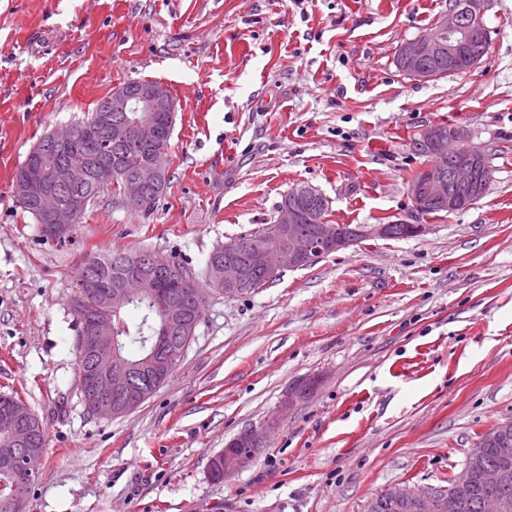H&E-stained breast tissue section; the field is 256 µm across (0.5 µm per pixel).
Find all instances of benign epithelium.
Segmentation results:
<instances>
[{
    "instance_id": "benign-epithelium-1",
    "label": "benign epithelium",
    "mask_w": 512,
    "mask_h": 512,
    "mask_svg": "<svg viewBox=\"0 0 512 512\" xmlns=\"http://www.w3.org/2000/svg\"><path fill=\"white\" fill-rule=\"evenodd\" d=\"M484 0H461L455 7L448 8L429 33L418 35L405 41L398 50V62L403 72L417 80H433L439 76L438 67L448 62V72L457 70L466 60L473 67L481 60L474 52L471 42L476 38L475 30L482 26ZM114 112H142L144 116L129 124L123 119H112ZM159 112H176V105L168 90L161 84L148 83L135 87H119L107 98L98 118V126L107 130L109 140L130 141L141 148H150L162 135V127L157 118ZM73 130L67 128L54 131L48 139L37 144L31 151L33 156H41L55 148L62 147L72 139ZM463 138L461 131L448 132L435 125L429 127L423 137V147L432 157L448 155V141ZM464 155L451 166L443 167L435 161L421 171L418 180L408 185V195L412 202V216H417L434 205L442 206L452 213L456 211L465 195L484 182L482 174L486 169V153L478 145L463 147ZM73 169L66 165L45 166L32 163L16 181L17 195L23 199H33L43 213L46 225L43 230L52 242L67 244L78 214L86 207L84 199L73 197L63 205L60 191L74 181ZM164 178L160 165L144 167L132 175L119 168L103 169L96 174L102 187L112 186V182L122 181L121 198L127 207H142L146 204L147 187L159 185ZM298 196L304 205L283 203L275 220L282 234L288 236V245L272 253L256 244L247 246L243 240L231 237L224 241V258L211 264L210 277L218 288H224V295L239 293L246 277L245 266L260 268L266 278H277L285 267L294 269L306 266L316 256L328 255L352 245L358 236L390 237L393 228L390 224H365L349 228L342 224H331L326 219L319 220L315 235L310 240L298 232L299 225L306 221L305 208L314 209L320 204L323 195L309 186H302ZM248 253L247 265L239 258ZM143 265L132 266L127 284L121 288L99 289V284L89 276L79 281V290L97 289L98 304L103 311L84 326L78 337V344L87 356V387L84 400L94 414L105 417L123 416L139 407L140 402L132 401L122 407L112 406V395L123 393L137 386L138 381L155 375L164 378L180 361L183 350L173 345L174 336L188 316V306L178 298H157L161 311L163 333L150 342L152 353L140 364H132L119 353V337L116 336L112 317L131 301L132 289L141 288L146 283ZM318 380L309 378L293 386L288 391L284 406L290 407L312 394ZM28 408L16 404L0 412V464L12 470L19 486L26 485L37 475L40 456L28 452L33 430L25 423ZM273 424L251 428L237 440L255 447L266 444ZM490 438L498 443L499 453L506 462L512 460V419L499 422L490 429ZM485 444L478 442L468 452L464 469L475 470L481 484L490 488L481 499V512H512V504L493 488L506 483L508 471L504 468L485 470L482 467ZM249 465L238 454L224 452L219 461L222 479L226 480ZM384 499L393 506L395 512H464L461 496L452 488L424 491H409L392 486L383 493Z\"/></svg>"
}]
</instances>
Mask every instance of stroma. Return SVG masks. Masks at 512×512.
I'll list each match as a JSON object with an SVG mask.
<instances>
[{
    "label": "stroma",
    "mask_w": 512,
    "mask_h": 512,
    "mask_svg": "<svg viewBox=\"0 0 512 512\" xmlns=\"http://www.w3.org/2000/svg\"><path fill=\"white\" fill-rule=\"evenodd\" d=\"M448 0H0V393L46 437L30 512H366L398 485H448L512 418V0H486V54L419 82L396 66ZM169 91L170 186L151 212L98 198L72 243L43 240L13 179L50 132L123 83ZM447 121L490 156L482 199L408 239L370 237L264 286L208 292L173 375L111 418L80 397L72 310L89 252L141 249L203 274L273 223L289 189L333 224L409 219ZM317 390L291 409L298 380ZM277 426L224 483L210 462ZM437 126H439V127H437ZM441 127L445 128L447 130L448 129H459L460 130V128L453 126L451 124H448V123H438V124H436V126L435 125L430 126L425 131L422 144H423V147L427 150V154L430 155L431 157H438V156H448L449 157L450 155H454L460 151V148H457V149H455L454 153L449 154L448 153V141L457 140L458 138H459V141H461L463 138L462 132L459 130L454 131V132H448ZM420 139L414 140L413 147L415 148V150L418 153L428 156V155H426L425 149H423L421 146H419Z\"/></svg>",
    "instance_id": "1"
}]
</instances>
